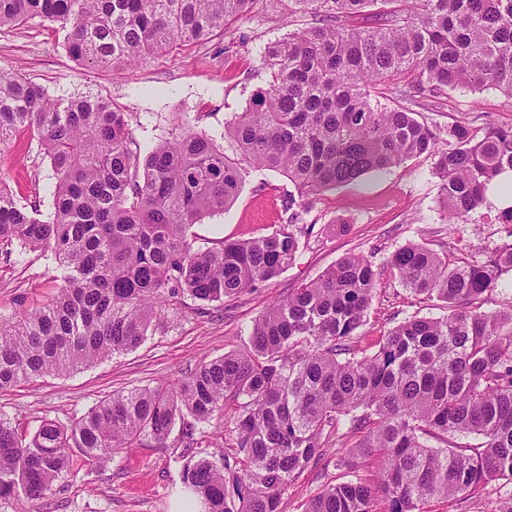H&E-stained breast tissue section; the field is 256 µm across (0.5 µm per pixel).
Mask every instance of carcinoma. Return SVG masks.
Here are the masks:
<instances>
[{"instance_id":"carcinoma-1","label":"carcinoma","mask_w":512,"mask_h":512,"mask_svg":"<svg viewBox=\"0 0 512 512\" xmlns=\"http://www.w3.org/2000/svg\"><path fill=\"white\" fill-rule=\"evenodd\" d=\"M256 0H0V29L39 18L79 64L119 69L208 40ZM383 7L371 12L369 8ZM320 22L265 48L267 86L224 128L244 160L293 183L288 223L270 235L201 250L190 229L237 198L240 167L211 136L186 129L142 157L127 113L103 98H52L0 68V146L36 137L56 176L43 216L0 188V242L51 253L61 286L46 303L0 318V390L63 375L140 347L189 297L224 305L291 265L313 231L307 204L411 159L432 161L450 223H465L488 185L512 170V126L448 129L450 148L416 118L443 89H494L512 100V0H288ZM387 267L410 292L446 304L413 316L374 349L355 345L380 271L349 255L255 319L229 352L168 386H145L64 426L26 434L0 417V500L44 502L78 463L132 447L164 448L197 512H280V500L326 449L349 480L304 512H428L433 499L512 484V301L476 303L512 270V244L482 262L406 245ZM224 415L219 460L202 455ZM475 443H461V438Z\"/></svg>"}]
</instances>
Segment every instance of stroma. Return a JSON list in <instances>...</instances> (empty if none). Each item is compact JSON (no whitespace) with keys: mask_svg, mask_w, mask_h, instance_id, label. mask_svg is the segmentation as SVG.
<instances>
[{"mask_svg":"<svg viewBox=\"0 0 512 512\" xmlns=\"http://www.w3.org/2000/svg\"><path fill=\"white\" fill-rule=\"evenodd\" d=\"M309 13H292L288 0H256L252 11L223 34L173 46L146 62L121 71L88 68L67 54L54 25L32 20L0 32V67L25 75L54 97L89 93L109 99L126 112L132 145L148 154L159 141L183 129L205 132L234 155L224 127L245 110L268 75L261 53L296 29L315 25ZM418 118L440 131L456 123L512 126V101L488 89H444L435 106H422ZM242 187L223 213L207 215L191 233L204 249L225 238L268 235L288 221L284 201L294 187L275 171L241 166ZM0 180L18 205L53 208L55 176L36 138L22 131L0 148ZM441 182L427 159H411L386 172L365 175L356 185L327 191L312 201L305 216L313 224L302 238L292 265L254 291L197 312L187 301L164 332L136 350L114 355L65 376H43L0 391V414L35 432L42 420L63 424L81 416L113 393L169 383L182 372L225 353L245 348L254 320L299 283L318 277L337 261L360 254L381 268L379 289L360 329V344L372 346L398 322L413 315L439 317L442 302L423 301L387 270L397 249L424 243L468 261L501 248L507 239L499 211L484 203L468 222L449 223L441 209ZM52 258L40 253L7 259L0 252V316L45 303L55 292ZM173 448L123 450L62 479V491L49 499L48 512H175L184 490ZM336 468H306L281 497L280 512H303L306 502L335 479ZM507 490L491 483L479 493L429 503V512H500Z\"/></svg>","mask_w":512,"mask_h":512,"instance_id":"1","label":"stroma"}]
</instances>
